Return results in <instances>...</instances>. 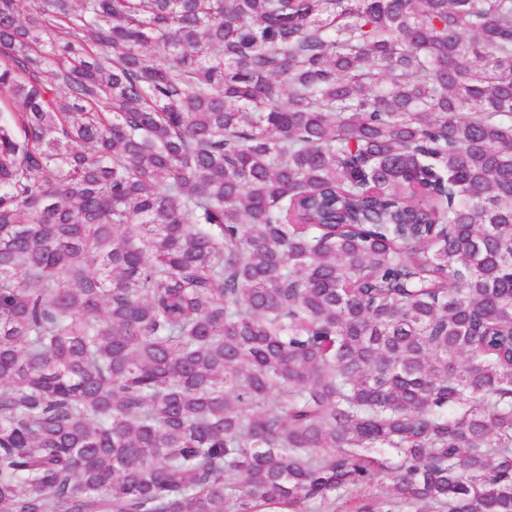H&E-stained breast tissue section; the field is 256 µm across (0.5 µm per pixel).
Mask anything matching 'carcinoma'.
Returning <instances> with one entry per match:
<instances>
[{
	"label": "carcinoma",
	"instance_id": "cac0c4a2",
	"mask_svg": "<svg viewBox=\"0 0 512 512\" xmlns=\"http://www.w3.org/2000/svg\"><path fill=\"white\" fill-rule=\"evenodd\" d=\"M18 5L0 512H512V0Z\"/></svg>",
	"mask_w": 512,
	"mask_h": 512
}]
</instances>
